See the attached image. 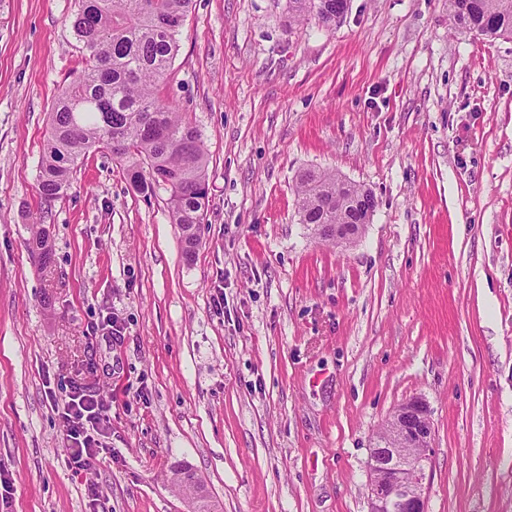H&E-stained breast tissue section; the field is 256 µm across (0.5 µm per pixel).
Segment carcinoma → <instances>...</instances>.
Instances as JSON below:
<instances>
[{"instance_id": "obj_1", "label": "carcinoma", "mask_w": 512, "mask_h": 512, "mask_svg": "<svg viewBox=\"0 0 512 512\" xmlns=\"http://www.w3.org/2000/svg\"><path fill=\"white\" fill-rule=\"evenodd\" d=\"M194 0H78L72 29L85 51V66L60 90L50 112L39 168L38 193L51 205L70 187L85 156L112 154L140 193L168 192L172 223L186 257L199 243L208 203V152L202 134L155 89L178 50V36ZM336 0H288V25L309 19L336 25ZM453 26L487 39L512 37V0H448ZM302 224H348L356 204L373 193L333 172L299 176ZM47 266L52 257L43 227L28 241Z\"/></svg>"}]
</instances>
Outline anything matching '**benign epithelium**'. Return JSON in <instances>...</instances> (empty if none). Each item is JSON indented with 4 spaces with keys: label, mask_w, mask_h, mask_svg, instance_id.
<instances>
[{
    "label": "benign epithelium",
    "mask_w": 512,
    "mask_h": 512,
    "mask_svg": "<svg viewBox=\"0 0 512 512\" xmlns=\"http://www.w3.org/2000/svg\"><path fill=\"white\" fill-rule=\"evenodd\" d=\"M316 236L323 241L341 242L350 238L346 224H315ZM388 439L369 448V512H427L426 469L431 460L434 424L425 399L413 396L401 403L386 420ZM174 484L194 505L202 481L188 483L179 473L171 474Z\"/></svg>",
    "instance_id": "obj_1"
}]
</instances>
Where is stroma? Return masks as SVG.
I'll return each mask as SVG.
<instances>
[{
  "mask_svg": "<svg viewBox=\"0 0 512 512\" xmlns=\"http://www.w3.org/2000/svg\"><path fill=\"white\" fill-rule=\"evenodd\" d=\"M76 9L0 0V512H188L179 464L219 512H368V450L413 396L428 512H512V39L452 28L448 0H350L329 30L195 0L157 90L209 154L189 258L108 152L42 208ZM306 170L375 194L351 243L299 222ZM75 386L111 406L88 470L56 412ZM48 240V231L44 227H38L33 231L32 237L28 241V248L31 255L37 258L43 266L49 265L52 260Z\"/></svg>",
  "mask_w": 512,
  "mask_h": 512,
  "instance_id": "obj_1",
  "label": "stroma"
}]
</instances>
